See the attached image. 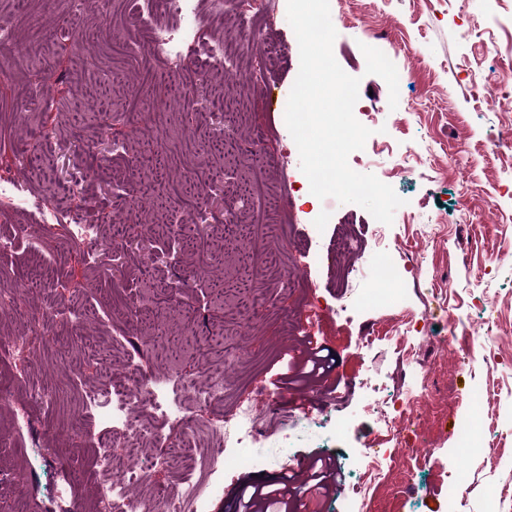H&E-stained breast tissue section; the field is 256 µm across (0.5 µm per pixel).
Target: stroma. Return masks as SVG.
I'll return each mask as SVG.
<instances>
[{
	"instance_id": "35a3bbf8",
	"label": "stroma",
	"mask_w": 512,
	"mask_h": 512,
	"mask_svg": "<svg viewBox=\"0 0 512 512\" xmlns=\"http://www.w3.org/2000/svg\"><path fill=\"white\" fill-rule=\"evenodd\" d=\"M15 2L0 0V19L24 34L71 12V0H27L22 9ZM340 2L330 11L333 54L359 78L356 118L372 131L348 163L404 199L389 225L356 204L321 200L309 190L279 109L300 67L287 0L272 8L267 0H224V20L212 25L237 52L225 64V95L251 97L228 131L255 140L253 160L244 166L209 150L203 124L184 125L189 102L208 98L195 70L145 62L136 53L142 33L126 20L135 0H112L108 38L81 21L66 45L44 51L39 61L0 52V176H23L36 196L63 203L77 221L100 216L112 223L113 205L122 203L132 214L125 231L133 238L165 216L178 226L150 237L149 254L92 260L70 242L65 225L44 229L34 213H0V235L16 239L0 255V287L22 275L31 282L20 310L0 309V336L27 331L31 317L50 305L78 307L81 324L75 336L70 321L47 319L34 339V362L0 360V391L9 399L0 405V433L11 412H25L41 447L59 452L58 465L47 468L25 465L29 436L0 449L6 475L0 512H70L75 502L94 512V490L80 473L91 468L112 426L90 404L91 385L121 382L134 367L164 376L181 337L191 334L200 341L184 362L186 378L220 373L229 386L222 406L201 411L204 423L217 424L266 386L278 403L272 423L294 426L291 455H318L343 472L341 493L311 499L310 512H349L354 505L365 512H451L455 491L465 497L463 512H512V260L499 255L502 242L512 240V151L496 147L512 127V0ZM270 42L277 48L271 59ZM379 52L390 55V69L376 67ZM32 96L42 107L28 108ZM34 125L51 136L40 162L23 171L13 143ZM89 169L93 177L63 191V183ZM209 170L228 193L201 204L196 215L185 190ZM246 178L264 190L255 200L257 218L240 211L236 186ZM236 212L245 224L278 225L269 238L277 269L245 272L236 295L218 308L213 291L225 285V244L209 239L206 227ZM355 224L363 243L349 293L369 287L377 254L400 262L419 255L423 264L403 280L400 305L360 306L339 316L331 311L340 290L326 257ZM145 271L159 287L148 309L139 306ZM186 306L197 313L194 326L170 321L172 311ZM408 314L432 338L415 358L391 340L365 344L369 330L391 329ZM222 327L245 331L241 360H225V342L216 334ZM471 335L475 343L461 348V337ZM311 340L333 354L331 375L279 384L291 363L304 360ZM417 384L429 400L400 421L410 480L388 466L359 490L363 452L393 445L374 401L405 397ZM38 388L54 392L53 404L31 401ZM466 419L494 441L498 464L463 447ZM67 474L75 477L74 499L54 502L53 482ZM279 474L273 465L259 476L249 468L226 472V489L209 512H238L237 484L272 489Z\"/></svg>"
}]
</instances>
